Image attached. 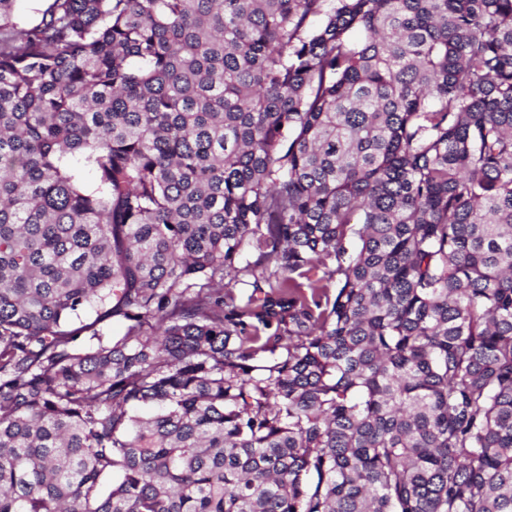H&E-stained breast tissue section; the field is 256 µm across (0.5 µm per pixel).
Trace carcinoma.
Listing matches in <instances>:
<instances>
[{
    "label": "carcinoma",
    "mask_w": 512,
    "mask_h": 512,
    "mask_svg": "<svg viewBox=\"0 0 512 512\" xmlns=\"http://www.w3.org/2000/svg\"><path fill=\"white\" fill-rule=\"evenodd\" d=\"M14 2L0 512H512V0Z\"/></svg>",
    "instance_id": "1"
}]
</instances>
